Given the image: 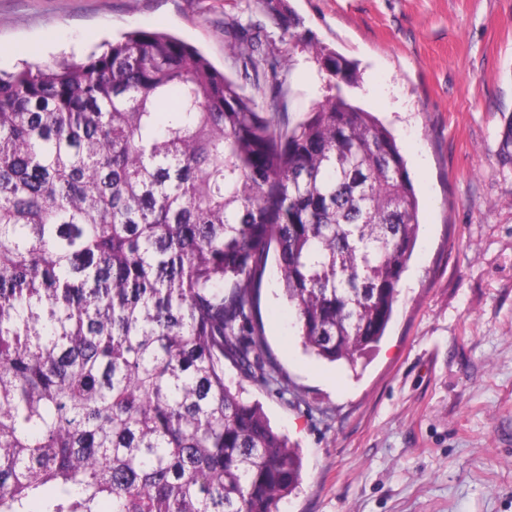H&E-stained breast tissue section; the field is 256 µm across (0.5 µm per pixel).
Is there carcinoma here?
<instances>
[{
  "instance_id": "1",
  "label": "carcinoma",
  "mask_w": 512,
  "mask_h": 512,
  "mask_svg": "<svg viewBox=\"0 0 512 512\" xmlns=\"http://www.w3.org/2000/svg\"><path fill=\"white\" fill-rule=\"evenodd\" d=\"M138 31L0 76V512H279L301 457L224 361L269 382L270 250L306 352L354 367L420 230L392 132L336 93L283 122L286 61ZM175 110L160 121L169 95Z\"/></svg>"
}]
</instances>
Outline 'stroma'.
Masks as SVG:
<instances>
[{"label": "stroma", "instance_id": "obj_1", "mask_svg": "<svg viewBox=\"0 0 512 512\" xmlns=\"http://www.w3.org/2000/svg\"><path fill=\"white\" fill-rule=\"evenodd\" d=\"M0 0V70L52 65L137 29L198 47L251 88L226 22L291 61L290 122L328 95L319 42L359 67L349 96L394 134L420 232L381 342L355 369L304 351L268 260L259 317L279 382L241 376L302 458L281 512H512V0Z\"/></svg>", "mask_w": 512, "mask_h": 512}]
</instances>
